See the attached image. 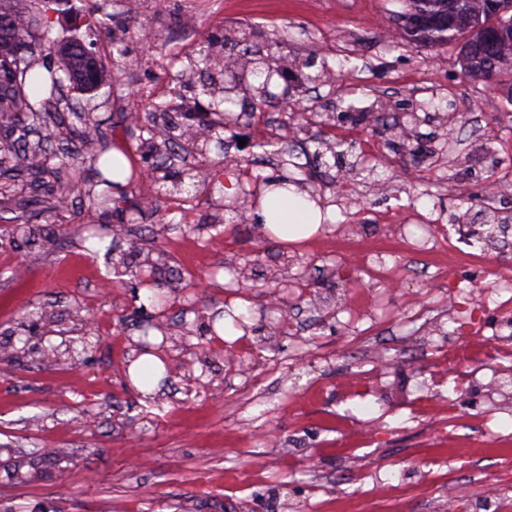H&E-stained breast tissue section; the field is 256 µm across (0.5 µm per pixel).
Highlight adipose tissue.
Segmentation results:
<instances>
[{
    "label": "adipose tissue",
    "mask_w": 512,
    "mask_h": 512,
    "mask_svg": "<svg viewBox=\"0 0 512 512\" xmlns=\"http://www.w3.org/2000/svg\"><path fill=\"white\" fill-rule=\"evenodd\" d=\"M320 211L300 194L285 192L280 198H264L261 216L265 226L279 239L288 241L309 236L320 223Z\"/></svg>",
    "instance_id": "adipose-tissue-1"
}]
</instances>
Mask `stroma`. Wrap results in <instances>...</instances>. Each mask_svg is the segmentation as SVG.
I'll return each mask as SVG.
<instances>
[{"instance_id": "obj_1", "label": "stroma", "mask_w": 512, "mask_h": 512, "mask_svg": "<svg viewBox=\"0 0 512 512\" xmlns=\"http://www.w3.org/2000/svg\"><path fill=\"white\" fill-rule=\"evenodd\" d=\"M123 2L93 37L106 58L114 38L129 43L110 94L68 92L69 110L28 126V142L48 141L50 170L22 174L0 195V346L11 352L0 363V512L37 502L56 512H269L274 501L282 512L300 503L309 512H432L449 500L455 512H475L477 493L512 464V382L456 388L458 369L439 352L464 342L463 312L482 318L494 341L502 319L489 290L512 275V232L439 277V256L414 254L398 231L423 215L454 242L483 206L512 214V193L480 199L488 181L512 183L505 93L467 79L456 49L378 44L369 24L396 30L400 0ZM185 16L192 36L183 41ZM209 40L243 62L270 60L283 75L270 102L242 112L221 141L200 152L181 146L160 163L155 150L172 121L143 120L142 95L175 103L185 123L209 121L169 74ZM313 69L330 80L313 86ZM285 87L303 93L298 108L283 107ZM84 115L131 162L155 169L113 190L135 206L124 219L78 201L55 206L59 185L89 192L96 182ZM262 140L311 152L325 140L343 145L341 156L308 164L306 189L325 209L308 239L284 243L263 226L264 180L302 173L267 162ZM185 168L199 174L196 195L164 202L158 220L150 200L160 177ZM41 224L53 225V241H31ZM114 225L122 276L77 234ZM367 243L398 266L393 281L352 264ZM228 302L246 327L219 337L211 316ZM385 306L395 323L379 337ZM150 321L166 341L157 351L164 379L148 399L128 370L143 352L133 328ZM368 370L389 385L346 396L350 373ZM429 397L448 408L446 436L423 410ZM362 424L377 440H360ZM35 448L69 455L12 483V463ZM377 481L388 486L379 509ZM461 483L470 496H459Z\"/></svg>"}]
</instances>
